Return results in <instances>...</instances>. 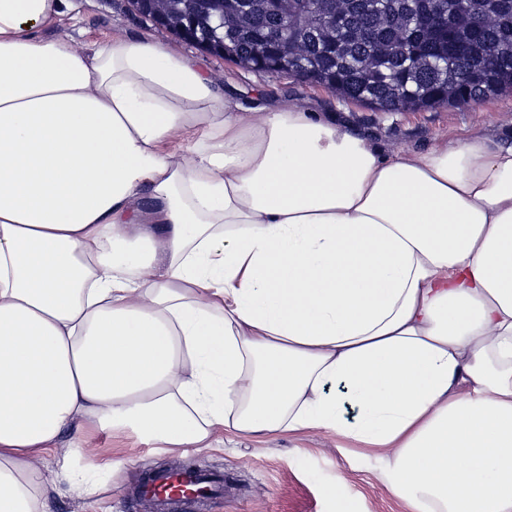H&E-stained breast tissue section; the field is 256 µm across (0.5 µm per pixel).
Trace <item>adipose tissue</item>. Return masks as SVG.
Masks as SVG:
<instances>
[{"label": "adipose tissue", "instance_id": "adipose-tissue-1", "mask_svg": "<svg viewBox=\"0 0 512 512\" xmlns=\"http://www.w3.org/2000/svg\"><path fill=\"white\" fill-rule=\"evenodd\" d=\"M64 3L0 0V512L125 429H321L411 512H512V144L388 154L160 43L40 36Z\"/></svg>", "mask_w": 512, "mask_h": 512}]
</instances>
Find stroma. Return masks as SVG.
Here are the masks:
<instances>
[{"label":"stroma","instance_id":"1","mask_svg":"<svg viewBox=\"0 0 512 512\" xmlns=\"http://www.w3.org/2000/svg\"><path fill=\"white\" fill-rule=\"evenodd\" d=\"M47 33L67 37L79 49L147 37L201 63L215 84L233 91L244 105L262 99L331 113L391 152H419L440 140L474 135H512V93L461 107L377 112L288 75L241 69L146 20L130 0H67ZM382 465L380 454L356 452L351 442L317 429L261 441L228 434L208 448L171 452L141 442L128 430L96 433L88 448L70 460L73 473L93 479L92 497L63 481L53 507L55 512H150L138 492L145 474L160 466H193L223 476L222 496L186 505L184 512H407L379 481Z\"/></svg>","mask_w":512,"mask_h":512}]
</instances>
